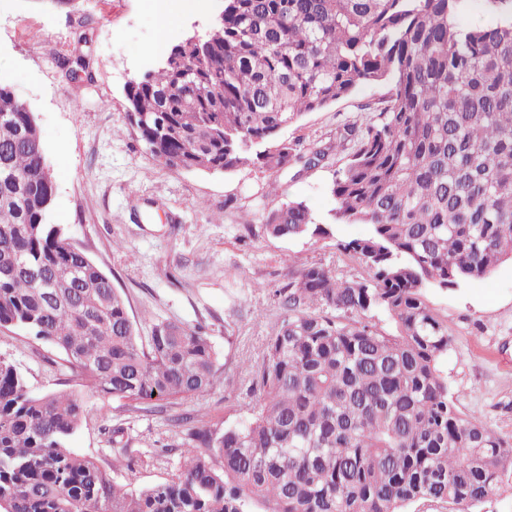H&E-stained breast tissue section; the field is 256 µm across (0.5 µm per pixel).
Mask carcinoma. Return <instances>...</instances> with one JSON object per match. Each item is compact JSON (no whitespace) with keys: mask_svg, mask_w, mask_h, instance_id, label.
I'll return each instance as SVG.
<instances>
[{"mask_svg":"<svg viewBox=\"0 0 512 512\" xmlns=\"http://www.w3.org/2000/svg\"><path fill=\"white\" fill-rule=\"evenodd\" d=\"M465 0H224V26L135 82L126 117L163 166L227 172L255 157L293 178L347 154L335 207L302 200L263 219L273 237L340 241L361 272L288 268L283 319L249 366L260 399L218 434L175 417L183 465L139 490L69 448L86 402L33 393L0 359V496L10 512H474L512 475V441L464 415L438 368L448 324L427 302L512 259V13L459 23ZM367 84L389 87L377 119L336 140L282 132ZM55 187L30 105L0 84V329L64 354L97 397L163 412L217 386L202 326L164 320L148 343L123 295L52 222ZM384 315L392 332L378 327ZM122 448L112 470L134 471Z\"/></svg>","mask_w":512,"mask_h":512,"instance_id":"cac0c4a2","label":"carcinoma"}]
</instances>
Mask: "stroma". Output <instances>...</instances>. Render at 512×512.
<instances>
[{"label": "stroma", "mask_w": 512, "mask_h": 512, "mask_svg": "<svg viewBox=\"0 0 512 512\" xmlns=\"http://www.w3.org/2000/svg\"><path fill=\"white\" fill-rule=\"evenodd\" d=\"M87 42H79V34ZM156 19L147 0H0V82L30 104L40 128L55 195L52 220L65 227L123 294L140 336L153 323L203 325L218 353L220 383L162 414L130 410L127 401L91 397L71 446L102 467L115 447L137 457L116 482L141 489L179 469L181 436L171 415L202 414L223 430L247 421L259 393L247 371L282 319L270 295L289 266L320 262L340 276L358 273L337 241L367 234L365 224H340L327 237L275 238L264 216L302 200L318 217L334 206L333 174L346 155L298 179L249 163L229 174L166 168L130 134L125 84L154 68ZM87 56L92 81L71 79L72 61ZM387 86L364 85L300 118L284 137L328 141L345 124L365 122L363 105L380 106ZM278 181L280 191L270 194ZM430 307L448 324L451 345L440 368L457 407L512 440V261L481 279L432 289ZM0 358L13 363L30 389H75L57 348L0 329ZM122 427L120 443L112 430ZM169 453L157 456L160 445Z\"/></svg>", "instance_id": "stroma-1"}]
</instances>
